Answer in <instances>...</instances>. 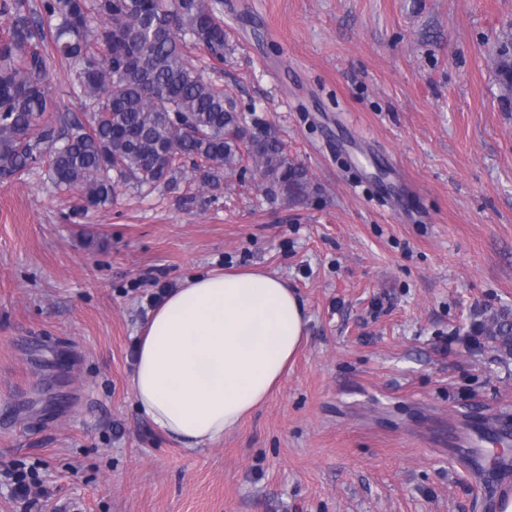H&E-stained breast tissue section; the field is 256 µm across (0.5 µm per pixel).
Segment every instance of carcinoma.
I'll use <instances>...</instances> for the list:
<instances>
[{
    "label": "carcinoma",
    "instance_id": "1",
    "mask_svg": "<svg viewBox=\"0 0 512 512\" xmlns=\"http://www.w3.org/2000/svg\"><path fill=\"white\" fill-rule=\"evenodd\" d=\"M221 0H0V182L47 162L57 189L79 192L81 208L105 209L117 190L176 188L190 161L200 187L217 189L247 153L258 187L273 200L308 196L307 171L288 158L277 132H247L237 102L205 78L198 46L216 62L228 41ZM98 19L100 30L91 26ZM512 89V51L497 56ZM74 75L89 114L50 116L46 78ZM512 356V312L479 327ZM479 475L483 466L463 451Z\"/></svg>",
    "mask_w": 512,
    "mask_h": 512
}]
</instances>
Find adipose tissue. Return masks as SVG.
Segmentation results:
<instances>
[{"label":"adipose tissue","mask_w":512,"mask_h":512,"mask_svg":"<svg viewBox=\"0 0 512 512\" xmlns=\"http://www.w3.org/2000/svg\"><path fill=\"white\" fill-rule=\"evenodd\" d=\"M304 339V308L282 279L261 270L186 278L139 333L134 402L179 447L221 443L279 388Z\"/></svg>","instance_id":"1"}]
</instances>
